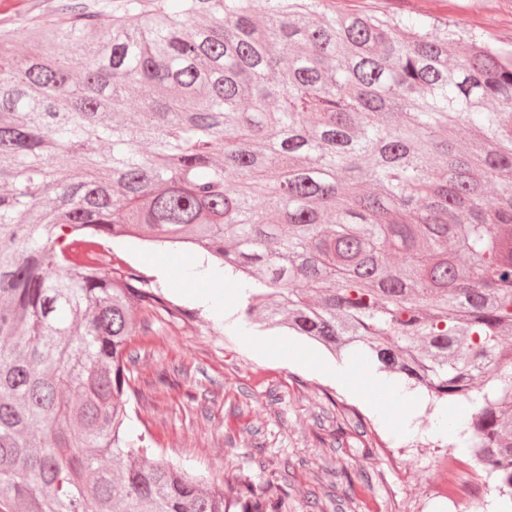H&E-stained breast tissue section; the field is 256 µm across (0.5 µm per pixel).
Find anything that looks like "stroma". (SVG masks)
<instances>
[{
  "label": "stroma",
  "instance_id": "stroma-1",
  "mask_svg": "<svg viewBox=\"0 0 512 512\" xmlns=\"http://www.w3.org/2000/svg\"><path fill=\"white\" fill-rule=\"evenodd\" d=\"M60 0H0V28L33 24ZM329 14L419 16L456 22L512 43V0H322ZM103 268L133 267L165 305L141 313L129 340V405L149 431L159 460L224 486L274 483L280 512H486L492 485L464 468L440 495L439 463L464 440L437 437L439 407L427 391L412 407L378 391L365 359L350 355L343 383L324 368L326 352L286 329L252 340L198 303L209 285L192 276L198 254L101 246ZM170 374L169 385L157 382ZM197 394L189 402L186 391ZM343 466L352 483H336Z\"/></svg>",
  "mask_w": 512,
  "mask_h": 512
}]
</instances>
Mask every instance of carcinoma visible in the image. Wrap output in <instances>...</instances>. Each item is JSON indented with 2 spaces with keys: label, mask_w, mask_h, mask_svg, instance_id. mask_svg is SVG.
Here are the masks:
<instances>
[{
  "label": "carcinoma",
  "mask_w": 512,
  "mask_h": 512,
  "mask_svg": "<svg viewBox=\"0 0 512 512\" xmlns=\"http://www.w3.org/2000/svg\"><path fill=\"white\" fill-rule=\"evenodd\" d=\"M319 5L64 4L0 29V512H226L126 427L158 297L81 259L110 239L190 243L249 284L246 321L361 346L442 401L481 380L455 428L512 510V47ZM232 501L281 506L250 482Z\"/></svg>",
  "instance_id": "1"
}]
</instances>
